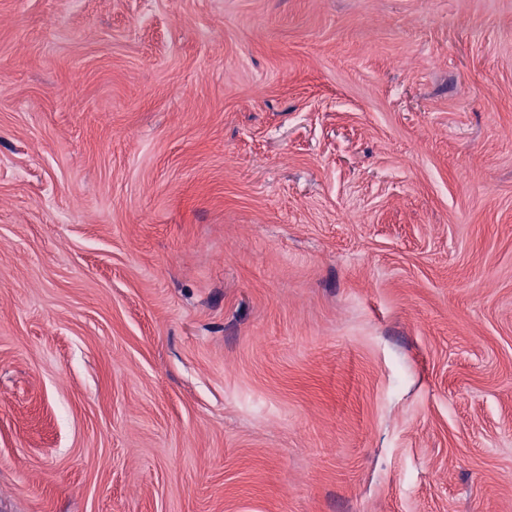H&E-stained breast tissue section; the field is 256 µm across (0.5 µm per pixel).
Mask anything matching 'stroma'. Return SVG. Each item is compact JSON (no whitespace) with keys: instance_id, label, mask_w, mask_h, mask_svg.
<instances>
[{"instance_id":"obj_1","label":"stroma","mask_w":512,"mask_h":512,"mask_svg":"<svg viewBox=\"0 0 512 512\" xmlns=\"http://www.w3.org/2000/svg\"><path fill=\"white\" fill-rule=\"evenodd\" d=\"M0 512H512V0H0Z\"/></svg>"}]
</instances>
